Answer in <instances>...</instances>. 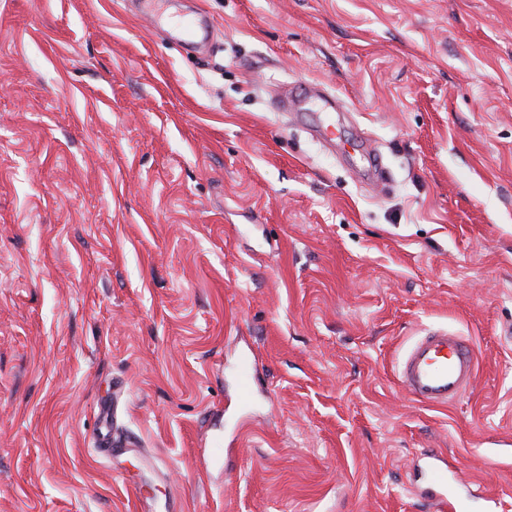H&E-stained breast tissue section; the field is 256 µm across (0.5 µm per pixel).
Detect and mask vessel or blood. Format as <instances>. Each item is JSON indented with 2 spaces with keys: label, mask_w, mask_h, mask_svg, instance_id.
<instances>
[{
  "label": "vessel or blood",
  "mask_w": 512,
  "mask_h": 512,
  "mask_svg": "<svg viewBox=\"0 0 512 512\" xmlns=\"http://www.w3.org/2000/svg\"><path fill=\"white\" fill-rule=\"evenodd\" d=\"M335 99L323 90L297 92L289 90L282 103L290 109H301L316 117H324ZM476 377V357L467 339L456 332L439 329L419 338L406 352L399 379L402 387L416 401L445 406L469 389ZM234 389L239 404L249 405L262 396L256 363L243 357L235 368ZM130 441L120 436H105L99 442V453L114 460L129 452ZM426 484V497L431 512H460L461 499L457 489L464 480L458 472L449 470L441 455L427 451L417 464Z\"/></svg>",
  "instance_id": "1"
}]
</instances>
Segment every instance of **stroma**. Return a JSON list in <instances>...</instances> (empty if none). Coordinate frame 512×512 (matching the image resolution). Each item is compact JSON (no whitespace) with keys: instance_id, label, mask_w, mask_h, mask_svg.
I'll return each mask as SVG.
<instances>
[{"instance_id":"obj_1","label":"stroma","mask_w":512,"mask_h":512,"mask_svg":"<svg viewBox=\"0 0 512 512\" xmlns=\"http://www.w3.org/2000/svg\"><path fill=\"white\" fill-rule=\"evenodd\" d=\"M162 10L0 0V512H133L128 484L152 512H429L430 449L512 508V0ZM304 84L344 105L336 153L273 107ZM438 326L477 376L430 406L398 364ZM119 387L153 464L97 456ZM234 389L237 402L245 406L263 396L256 363L250 357H243L237 364Z\"/></svg>"}]
</instances>
